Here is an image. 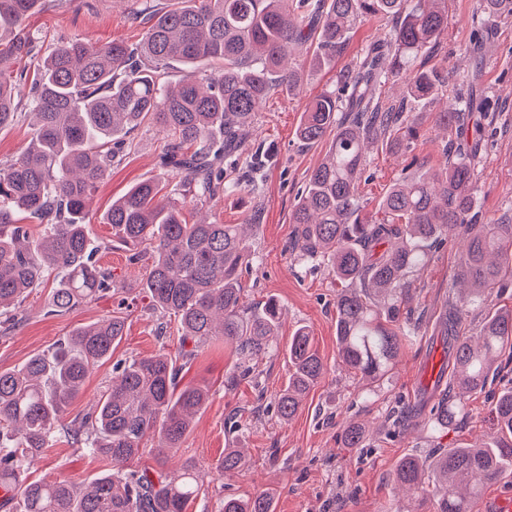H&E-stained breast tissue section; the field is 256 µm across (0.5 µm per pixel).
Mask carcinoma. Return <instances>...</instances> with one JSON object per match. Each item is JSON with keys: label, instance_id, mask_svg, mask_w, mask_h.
Returning <instances> with one entry per match:
<instances>
[{"label": "carcinoma", "instance_id": "obj_1", "mask_svg": "<svg viewBox=\"0 0 512 512\" xmlns=\"http://www.w3.org/2000/svg\"><path fill=\"white\" fill-rule=\"evenodd\" d=\"M42 2L0 0V130L16 120V85L27 80L37 119L26 149L0 164V333L14 327L24 299L50 278L49 314L117 290L111 271L96 264L87 209L124 152V136L150 117L170 133L158 160L161 176L113 201L106 223L130 262L150 260L145 288L153 309L177 321L181 342L197 348L222 337L239 355L229 379L247 378L249 362L274 348L279 307L272 299L256 306L241 300L240 278L251 263L241 225L188 224L173 199L203 205L252 184L259 154L250 155L241 178L229 181L224 157L246 151L254 112L272 90L301 86L295 51L313 40L312 62L329 63L343 54L358 23L386 18L392 21L389 40L370 46L357 72L343 76L337 90L316 95L302 112L299 141L327 140L329 146L292 210L293 250L326 265L344 286L336 303L339 356L353 377L373 384L393 370L415 335L404 312L409 274L426 265L428 243L464 231L449 285L459 306L440 326L448 337L454 397L437 402L433 423L450 427L467 417L464 394L484 389L502 357L512 358V310L488 313L478 334L468 337L458 334L459 314L512 288V222L484 220L475 155L468 151L449 156L441 170L403 174L374 219L363 216L359 193L366 146L386 135L395 152H406L419 137L404 112L381 108V85L399 80L402 100L426 105L448 84L449 73L416 66L448 29L444 0H295L292 13L283 8L287 0H168L161 9L134 0L132 16L149 23L143 42L76 39L40 57L22 23ZM501 16H512V0H472L475 27ZM170 62L183 70L173 85L161 73ZM473 111V100L460 98L437 113L436 124L462 141L467 128L457 124L458 113ZM28 218L43 223L40 237H30L22 224ZM125 323L124 312L115 311L0 372V506L15 503V512H188L204 492L194 465H184L178 476L133 466L149 439H157L160 454L180 448L208 400L204 387H179L170 354L118 361L117 376L92 410L69 418L86 374L111 358ZM286 353L291 370L275 408L289 420L326 365L305 327L289 338ZM491 413L497 426L492 441L441 449L428 463L406 457L395 483L426 499L431 481L430 512H470L482 484L512 468V386L498 394ZM61 436L106 462L89 485L66 475L52 482L27 478L28 460ZM366 436L365 424L349 422L342 445L361 448ZM241 462L240 450L229 448L216 470H236ZM218 512H272V500L266 494L224 498Z\"/></svg>", "mask_w": 512, "mask_h": 512}]
</instances>
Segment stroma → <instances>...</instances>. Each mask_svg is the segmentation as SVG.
Instances as JSON below:
<instances>
[{
	"instance_id": "1",
	"label": "stroma",
	"mask_w": 512,
	"mask_h": 512,
	"mask_svg": "<svg viewBox=\"0 0 512 512\" xmlns=\"http://www.w3.org/2000/svg\"><path fill=\"white\" fill-rule=\"evenodd\" d=\"M471 4L472 0H447L448 31L438 49L439 58L453 71L445 95L451 100L468 95L485 99L491 123L481 148L478 195L486 215L512 216V17L489 18L479 32L471 22ZM24 26L41 50L74 38L137 44L147 29L127 14L124 0H45ZM390 28L387 20H364L337 61L320 68L305 65L297 94L279 89L263 102L254 114L252 133L267 147L268 155L254 189L223 195L203 206L190 201L183 206L190 223L205 214L220 224H239L252 209H260V223L248 236L254 262L241 276L242 300L254 305L272 298L280 305L276 349L258 360L254 378L225 386L224 377L236 362L233 349L220 338L198 349L183 367L179 381L184 386L208 387V403L181 448L165 456L149 449L137 462L138 467L168 474L180 471L186 462L196 464L207 492L194 501L189 512H217L224 497L259 493L272 497L273 512H394L399 497L393 473L401 458L473 445L493 433V399L512 384V361L507 359L493 384L467 396V418L445 430L432 423L439 395L431 385L443 358L441 345L433 344L432 337L449 304L456 300L448 286L461 253L460 237H450L432 248L425 267L411 275L410 307L418 329L396 369L372 386L358 384L338 356L336 300L341 284L325 266L313 265L287 249L297 195L326 151L325 145L305 147L297 140L300 116L312 97L336 88L340 71L358 65L366 48L385 40ZM31 98L30 84H21L18 120L0 131V162L17 156L33 135ZM405 107L419 124L420 137L405 155L381 144L368 149L366 179L359 188L367 215H374L379 199L411 161L435 169L445 165L447 139L436 126V107L413 103ZM168 140L167 132L153 122L137 127L121 160L100 185L87 219L98 247V262L111 271L122 294L108 292L51 316L47 313L50 289L38 288L23 303L15 329L0 336V371H8L75 329L110 315L119 299H126L125 334L111 359L91 369L82 393L69 408L70 416L91 411L112 380L114 361L160 351L175 355L180 350L175 331L158 329V315L143 287L145 263L128 262L126 250L112 240L111 225L104 222L113 199L158 176V157ZM301 326L310 330L327 371L295 417L284 421L275 411V401L288 382L285 348ZM350 421L367 426L364 447H343L341 431ZM228 448L242 449L246 461L239 470L221 475L215 466ZM104 468L98 457L58 442L30 462L27 475L51 482L65 473L75 481L88 482Z\"/></svg>"
}]
</instances>
